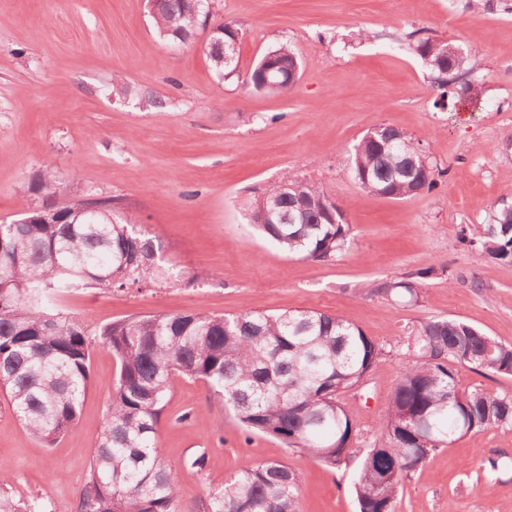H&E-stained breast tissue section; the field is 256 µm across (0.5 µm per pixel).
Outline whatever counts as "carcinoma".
Returning a JSON list of instances; mask_svg holds the SVG:
<instances>
[{"instance_id": "cac0c4a2", "label": "carcinoma", "mask_w": 512, "mask_h": 512, "mask_svg": "<svg viewBox=\"0 0 512 512\" xmlns=\"http://www.w3.org/2000/svg\"><path fill=\"white\" fill-rule=\"evenodd\" d=\"M154 19L161 38L182 44L204 24L190 0H160ZM239 36V29L222 23L209 35L207 54L217 71H236V59H226L224 48ZM443 47L429 37L413 40L414 54L441 90L435 105L453 112L462 96L477 105L460 71L480 67L481 58L464 56L444 69L437 66ZM294 57L286 44L263 55L284 69L275 87L263 88L258 64L243 83L270 94L289 92L285 69ZM352 175L362 189L397 199L437 186L436 170L423 151L384 124L354 147ZM60 188L48 167L31 182L46 200ZM262 199L281 223L258 228L284 252L325 260L345 247L349 228L333 222V202L319 186L288 173L254 198L249 210ZM93 204L99 210L86 212ZM24 219L0 224V388L8 391L29 432L52 445L72 429L88 391L95 344L107 347L119 363L78 512H178V484L157 448L176 373L204 381L246 431L273 437L330 468L345 462L356 424L340 396L359 386L381 355L358 326L314 311L245 310L233 317L207 312L133 317L92 335L50 312L52 299L73 288L110 291L166 280L169 270L159 263L154 240L113 211L110 198H77L50 212L33 209ZM488 228L495 232L486 249L512 262V208L496 211ZM370 293L418 298L416 284L404 280ZM406 355L413 364L388 400L385 441L367 450L355 483L359 512H395L404 480L468 433L512 429V394L463 390L454 372V365L469 364L512 376V346L466 322L434 318L409 337ZM298 498L296 473L269 461L216 488L206 512H298Z\"/></svg>"}]
</instances>
